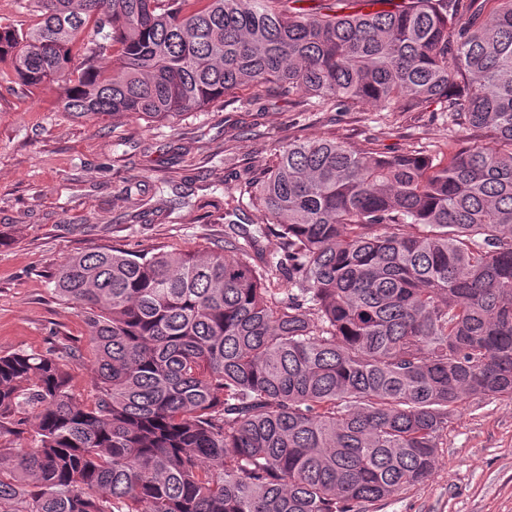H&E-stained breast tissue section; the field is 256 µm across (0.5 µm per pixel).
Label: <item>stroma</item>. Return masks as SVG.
I'll use <instances>...</instances> for the list:
<instances>
[{"label":"stroma","mask_w":512,"mask_h":512,"mask_svg":"<svg viewBox=\"0 0 512 512\" xmlns=\"http://www.w3.org/2000/svg\"><path fill=\"white\" fill-rule=\"evenodd\" d=\"M336 140L380 155L485 142L441 104L340 112L318 99L241 91L173 122L130 114L77 119L51 91L0 81V356L64 344L82 400L95 394L88 327L53 292L71 257L110 247L208 250L223 244L233 199L293 140ZM423 484L366 512H512V398L473 396L448 421Z\"/></svg>","instance_id":"obj_1"}]
</instances>
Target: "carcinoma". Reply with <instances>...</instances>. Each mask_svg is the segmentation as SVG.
<instances>
[{
    "mask_svg": "<svg viewBox=\"0 0 512 512\" xmlns=\"http://www.w3.org/2000/svg\"><path fill=\"white\" fill-rule=\"evenodd\" d=\"M30 0L0 76L75 118L166 121L243 88L338 109L439 101L492 145L380 156L292 141L240 190L285 251L228 222L198 251L72 257L89 327L0 356V512H363L425 482L448 418L512 395V0ZM112 55V67L97 60ZM386 231L379 233L377 228ZM246 222L249 228L253 230H261L260 248L263 250L264 258H279L282 253V243L276 232L274 231V220L264 211L252 206L247 207Z\"/></svg>",
    "mask_w": 512,
    "mask_h": 512,
    "instance_id": "obj_1",
    "label": "carcinoma"
}]
</instances>
